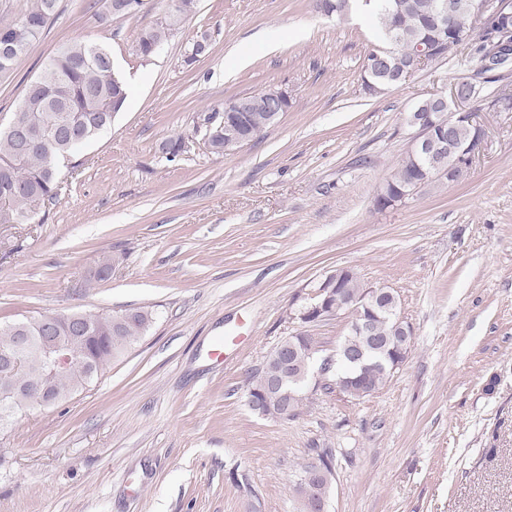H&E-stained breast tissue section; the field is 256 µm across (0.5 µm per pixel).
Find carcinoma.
<instances>
[{"mask_svg":"<svg viewBox=\"0 0 512 512\" xmlns=\"http://www.w3.org/2000/svg\"><path fill=\"white\" fill-rule=\"evenodd\" d=\"M59 0H29L23 18L26 29L16 30V24L0 25V74L11 71L28 47L39 38L57 15ZM126 6L120 14L112 13V0H103V12L98 19H131L145 7V0H118ZM175 7L162 20L139 32L136 52L148 60L164 46L174 31L179 29L195 8V0H174ZM376 18L380 40L394 49L396 57L391 68L375 69L370 65L374 51H369L364 64L363 80L383 87L399 84L392 70L404 63L418 43L431 44L440 36L439 26L448 31V39L436 51L437 58L461 55V61L477 68L478 73L493 71L487 66L490 52L486 41L474 49L459 45L460 35L470 34L471 14L467 0H457L460 7L450 19L438 16L437 0H362ZM25 103L12 113L9 122L0 124V224H28L45 202L58 195L60 162L75 157L77 152L100 131L112 124L113 117L122 111L128 101L129 88L114 71L112 54L92 42L73 41L65 44L49 59L39 74L27 85ZM244 125L252 137L259 136L275 122L273 113L254 109L243 113ZM473 127L464 119L458 121L454 137L448 141V150L426 158L410 152L401 158L392 177L380 189L377 204L384 208L395 199L402 198L410 186L418 182L422 170L438 167L445 171L459 162L456 147L467 144ZM161 152L169 162H175L186 152L183 138L168 139L161 145ZM363 291L358 278H343L339 307L346 310L351 299ZM90 336H101L99 343L89 344V359L96 362L91 375H84L80 368L73 376L59 378L57 387L62 391L72 388L74 380L90 384L112 362L127 352L150 327L152 311L133 308L112 312L88 313ZM350 331L341 347L355 352L358 361L350 363L336 373L334 385L323 388L349 396L360 389V382H367L372 390L380 389L391 374L388 359L394 355L395 336L398 331L392 318L378 312L371 316L369 335H363L355 326L356 313L349 314ZM34 317L0 326V350L12 346L13 327H29L26 335H35ZM294 349L290 357L280 356L273 349L261 369L257 370L249 389V405L264 415L281 417L285 411L296 413L301 397V378L311 359L310 342L300 336L293 338ZM277 380L285 401L265 396L270 380ZM313 462L301 465L294 486L296 512H308L303 486L313 480Z\"/></svg>","mask_w":512,"mask_h":512,"instance_id":"1","label":"carcinoma"}]
</instances>
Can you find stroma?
<instances>
[{
	"label": "stroma",
	"mask_w": 512,
	"mask_h": 512,
	"mask_svg": "<svg viewBox=\"0 0 512 512\" xmlns=\"http://www.w3.org/2000/svg\"><path fill=\"white\" fill-rule=\"evenodd\" d=\"M94 0L56 19L0 74V118L64 41L112 54L126 108L62 172L58 200L0 225V323L149 307L141 339L62 404L0 433V512H295L293 482L315 449L334 455L328 512H512V69L459 104L485 131L454 183L379 208L412 136L408 112L473 75L445 57L377 95L375 44L359 8L319 0H196L150 61L137 17L99 21ZM209 53L186 64L201 34ZM287 90L292 106L243 147L210 153L202 116L233 98ZM191 139L183 160L159 146ZM108 279L87 284L101 254ZM352 269L393 289L411 352L365 397L315 389L295 415L248 405L255 371L284 338L335 357L349 318L305 324L318 282ZM223 358L213 351L224 337Z\"/></svg>",
	"instance_id": "stroma-1"
}]
</instances>
